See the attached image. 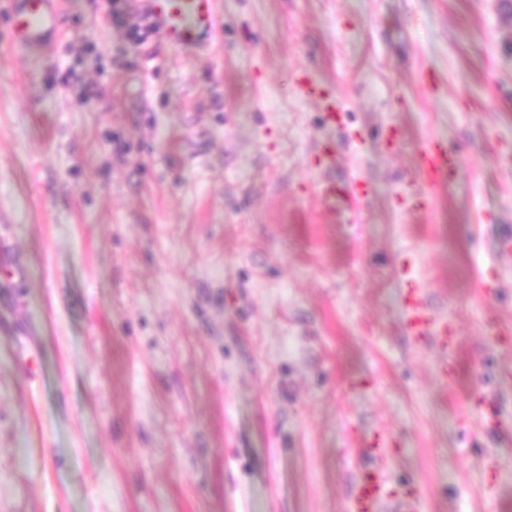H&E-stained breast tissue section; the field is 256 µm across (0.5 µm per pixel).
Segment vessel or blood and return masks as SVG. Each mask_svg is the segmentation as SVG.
Segmentation results:
<instances>
[{"label": "vessel or blood", "mask_w": 512, "mask_h": 512, "mask_svg": "<svg viewBox=\"0 0 512 512\" xmlns=\"http://www.w3.org/2000/svg\"><path fill=\"white\" fill-rule=\"evenodd\" d=\"M219 0H146L147 14L164 42L175 49L210 47L221 19ZM0 16L7 20L5 42L12 51L51 53L63 36L62 0H0ZM419 171L425 183L434 185L459 162L457 155L429 141L419 152ZM405 329L425 332L430 320L427 304L418 289L404 297ZM385 486L379 470H365L357 483L350 512H382Z\"/></svg>", "instance_id": "b4317fda"}]
</instances>
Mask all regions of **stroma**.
I'll list each match as a JSON object with an SVG mask.
<instances>
[{
    "label": "stroma",
    "instance_id": "35a3bbf8",
    "mask_svg": "<svg viewBox=\"0 0 512 512\" xmlns=\"http://www.w3.org/2000/svg\"><path fill=\"white\" fill-rule=\"evenodd\" d=\"M219 8L0 48V512H512V0ZM219 0H146L147 14L164 42L174 49L210 47L221 19ZM419 171L425 183L436 185L451 167L460 162V158L442 149L435 141L423 144L419 152ZM406 309L405 329L410 334L423 333L430 325L427 303L416 288L407 289L404 297ZM385 503L381 472L378 469L365 470L358 480L350 512H381Z\"/></svg>",
    "mask_w": 512,
    "mask_h": 512
}]
</instances>
